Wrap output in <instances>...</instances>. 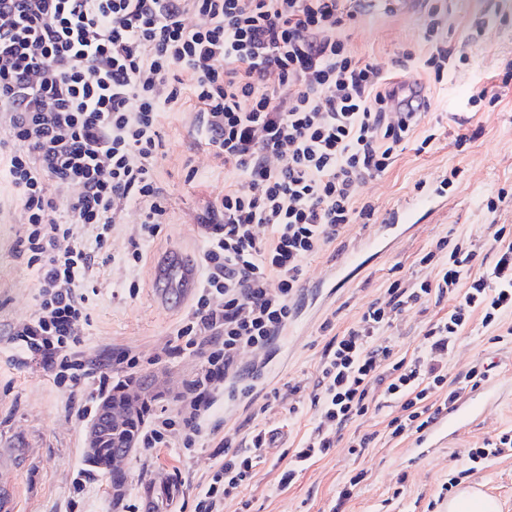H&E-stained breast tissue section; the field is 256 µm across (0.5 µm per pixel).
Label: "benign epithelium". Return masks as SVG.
Returning <instances> with one entry per match:
<instances>
[{
	"label": "benign epithelium",
	"mask_w": 512,
	"mask_h": 512,
	"mask_svg": "<svg viewBox=\"0 0 512 512\" xmlns=\"http://www.w3.org/2000/svg\"><path fill=\"white\" fill-rule=\"evenodd\" d=\"M156 393L154 374L140 375L121 394L105 397L96 416L86 430V445L91 450L101 447L107 436H112L111 467L107 478L115 503H120L127 486L126 461L136 450V441L130 429L135 416L142 413V405Z\"/></svg>",
	"instance_id": "benign-epithelium-1"
}]
</instances>
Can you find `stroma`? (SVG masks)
<instances>
[{"instance_id":"obj_1","label":"stroma","mask_w":512,"mask_h":512,"mask_svg":"<svg viewBox=\"0 0 512 512\" xmlns=\"http://www.w3.org/2000/svg\"><path fill=\"white\" fill-rule=\"evenodd\" d=\"M433 15L449 44L461 43L462 33L471 36L464 45L467 62L444 82L427 86L430 108L418 132L433 141L422 153L407 145L383 175L358 187L359 199L374 207L371 219L346 226L335 244L305 261L304 280L311 292L298 304L293 334L279 337L267 353L268 385H300L299 412L291 415L277 405L264 411L256 401L220 398L209 413L208 427L219 431L243 436L262 428L275 436L242 494L247 508L233 501L225 504L224 512H446L441 488L462 470L468 450L512 431V342L494 343L493 330L475 321L456 340L448 369L461 374L480 362L492 364L489 382L498 396L453 439L428 449L418 447L413 436L389 439L384 433L389 411L384 408L349 426L335 447L305 465L289 486L279 484L294 448L314 421V380L327 341L323 321L331 320L336 331H343L368 303L383 296L391 281L434 278V269L418 260L440 237L462 233L481 246L494 227L512 228V203L493 213L486 208L487 196L512 188V85L501 84L504 72L512 69V0H387L386 7L361 17L352 47L363 62L396 75L402 52L426 53L423 27ZM482 86L498 87L499 100L469 104L474 88ZM164 140L167 157L158 178L170 198V221L143 246V260L134 273L139 289L132 295L121 286L127 276L121 261L131 247L139 210L132 206L120 215L96 258L85 350L104 361L103 371L114 384L156 373L166 392L161 404L173 414L176 394L199 373L200 362L189 354L165 356L162 348L191 304L159 300L149 265L173 250L198 253L203 240L195 211L201 198L223 195L224 168L184 120L167 127ZM443 179L449 182L446 195L418 212L414 227L402 238L383 252L365 249V241L390 213L432 181ZM21 220L16 207L0 213V331L36 309V279L13 253ZM354 250L361 253L360 266L344 281L334 282V266ZM447 310L442 303L423 312L407 311L397 327L381 331L380 340L396 352L416 353L427 324ZM118 351L134 356L135 365L108 363L109 354ZM14 355L0 334V454L10 461L9 468L0 469V486L14 485V512H124L113 502L101 473H93L84 490L74 493L73 480L87 466L88 422L67 411V396L51 377L34 365L17 367ZM365 433L375 434V441L363 456L352 455L350 438ZM223 460L210 441L181 460L171 448L136 449L127 463L125 504H139L143 490L166 480L172 492L163 497L160 512H195L198 485ZM355 469L364 470L366 477L352 496L342 497L345 480ZM466 481L482 485L501 501L503 512H512V457L485 461Z\"/></svg>"}]
</instances>
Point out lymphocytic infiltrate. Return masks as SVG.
<instances>
[{
  "mask_svg": "<svg viewBox=\"0 0 512 512\" xmlns=\"http://www.w3.org/2000/svg\"><path fill=\"white\" fill-rule=\"evenodd\" d=\"M376 0H0V210L24 213L16 240L37 280L36 310L12 324L20 366L38 365L72 392L89 375L84 290L116 218L137 205L141 222L125 264L166 223L158 182L166 119L195 100L194 131L231 177L195 220L203 246L195 303L163 352L198 357L175 416L141 427L138 444L189 454L208 434L217 394L252 399L266 364L241 368L244 348L284 335L303 286L304 261L370 217L355 189L382 175L414 136L429 105L399 95L392 79L357 58L349 31ZM198 24H188L189 16ZM424 56L401 69L442 82L454 51L426 22ZM491 258L465 236L440 238L421 257L434 278L393 281L357 323L327 342L317 371L312 429L280 483L324 455L378 402L398 410L390 438L423 433L478 387L489 368L450 375L446 359L472 321L512 335V239L495 229ZM449 301L430 322L422 352L377 343L403 311ZM269 441L221 438L224 461L197 493L196 512H224L240 497Z\"/></svg>",
  "mask_w": 512,
  "mask_h": 512,
  "instance_id": "obj_1",
  "label": "lymphocytic infiltrate"
}]
</instances>
